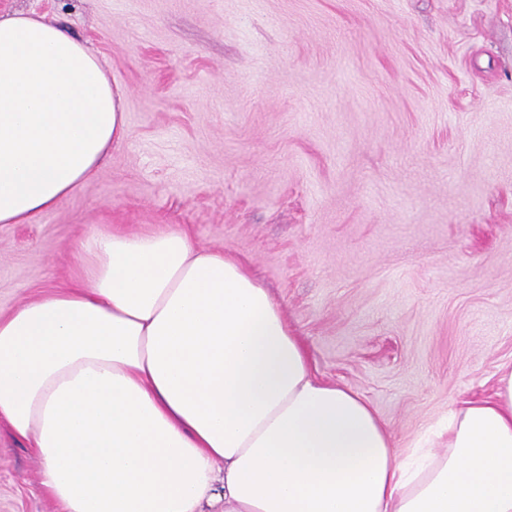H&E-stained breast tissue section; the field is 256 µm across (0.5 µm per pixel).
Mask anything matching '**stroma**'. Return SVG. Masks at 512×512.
<instances>
[{"instance_id":"stroma-1","label":"stroma","mask_w":512,"mask_h":512,"mask_svg":"<svg viewBox=\"0 0 512 512\" xmlns=\"http://www.w3.org/2000/svg\"><path fill=\"white\" fill-rule=\"evenodd\" d=\"M97 56L129 137L0 224V312L89 238L183 228L243 259L322 379L415 447L512 364V0H0ZM0 512H64L0 422Z\"/></svg>"}]
</instances>
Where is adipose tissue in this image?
<instances>
[{"instance_id":"obj_1","label":"adipose tissue","mask_w":512,"mask_h":512,"mask_svg":"<svg viewBox=\"0 0 512 512\" xmlns=\"http://www.w3.org/2000/svg\"><path fill=\"white\" fill-rule=\"evenodd\" d=\"M98 59L35 12L0 19V223L51 211L127 138ZM0 420L66 512H512V365L441 450L397 448L316 377L241 260L184 231L102 232L72 285L0 314Z\"/></svg>"}]
</instances>
